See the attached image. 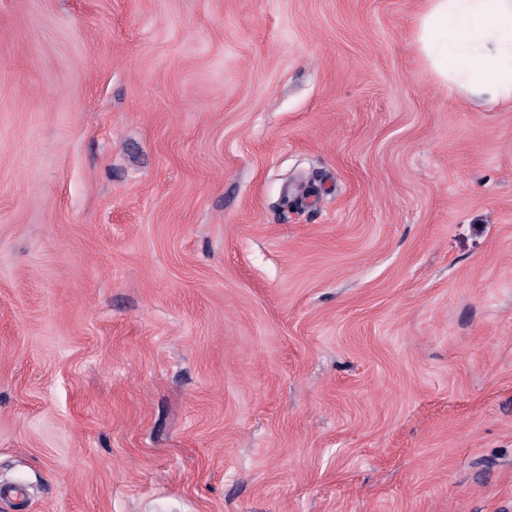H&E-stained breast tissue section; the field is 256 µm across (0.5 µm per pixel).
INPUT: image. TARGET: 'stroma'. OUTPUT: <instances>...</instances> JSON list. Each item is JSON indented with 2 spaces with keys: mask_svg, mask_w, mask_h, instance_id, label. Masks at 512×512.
Instances as JSON below:
<instances>
[{
  "mask_svg": "<svg viewBox=\"0 0 512 512\" xmlns=\"http://www.w3.org/2000/svg\"><path fill=\"white\" fill-rule=\"evenodd\" d=\"M428 0H0V512H512V103Z\"/></svg>",
  "mask_w": 512,
  "mask_h": 512,
  "instance_id": "1",
  "label": "stroma"
}]
</instances>
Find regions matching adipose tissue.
Segmentation results:
<instances>
[{
    "label": "adipose tissue",
    "instance_id": "obj_1",
    "mask_svg": "<svg viewBox=\"0 0 512 512\" xmlns=\"http://www.w3.org/2000/svg\"><path fill=\"white\" fill-rule=\"evenodd\" d=\"M418 46L444 82L490 104L512 102V0H429Z\"/></svg>",
    "mask_w": 512,
    "mask_h": 512
}]
</instances>
